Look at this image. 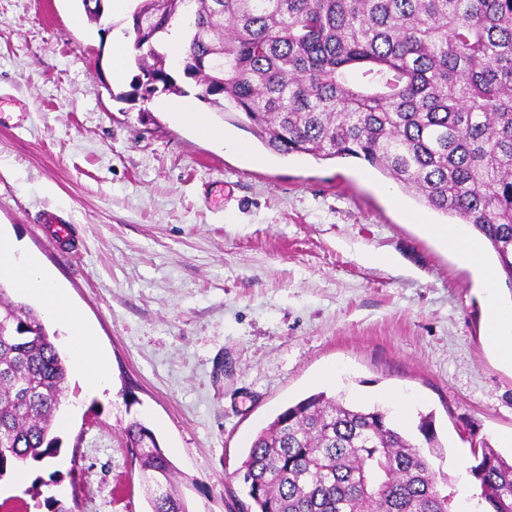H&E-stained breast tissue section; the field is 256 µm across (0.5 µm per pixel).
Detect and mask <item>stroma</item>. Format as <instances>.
I'll return each instance as SVG.
<instances>
[{
	"instance_id": "35a3bbf8",
	"label": "stroma",
	"mask_w": 512,
	"mask_h": 512,
	"mask_svg": "<svg viewBox=\"0 0 512 512\" xmlns=\"http://www.w3.org/2000/svg\"><path fill=\"white\" fill-rule=\"evenodd\" d=\"M0 0V231L53 273L111 360L107 388L68 376L60 448L0 481V512H148L124 446L133 420L177 468L189 512H239L258 431L318 392L390 408L422 442L432 414L457 512L489 443L512 455V365L483 339L477 275L427 225L446 216L357 159L279 155L234 114L142 101L113 74L135 9ZM189 99L247 164L178 121ZM60 216L63 244L43 213Z\"/></svg>"
}]
</instances>
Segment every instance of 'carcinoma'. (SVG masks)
Here are the masks:
<instances>
[{"label": "carcinoma", "mask_w": 512, "mask_h": 512, "mask_svg": "<svg viewBox=\"0 0 512 512\" xmlns=\"http://www.w3.org/2000/svg\"><path fill=\"white\" fill-rule=\"evenodd\" d=\"M192 15L181 75L232 106L271 150L367 162L481 235L512 288V0H139L134 62L181 94L166 53ZM67 376L38 311L0 284V480L52 457ZM418 430L439 448L429 416ZM152 512H189L174 465L139 421L124 428ZM245 512H455L389 411L320 392L280 412L243 463ZM470 474L491 512H512V458L481 448Z\"/></svg>", "instance_id": "carcinoma-1"}]
</instances>
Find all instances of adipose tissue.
Here are the masks:
<instances>
[{"label": "adipose tissue", "mask_w": 512, "mask_h": 512, "mask_svg": "<svg viewBox=\"0 0 512 512\" xmlns=\"http://www.w3.org/2000/svg\"><path fill=\"white\" fill-rule=\"evenodd\" d=\"M432 232L449 243L463 263L478 272L483 288L490 295L485 342L503 361L512 364V300L505 301L497 296L500 287L498 269L480 259L463 225H436ZM19 251L14 237L0 234V274L9 275L22 295L37 299L45 314L66 330L74 373L82 379L89 392L103 390L109 373V357L96 346L93 329L70 304L39 258L34 255L20 257Z\"/></svg>", "instance_id": "obj_1"}]
</instances>
